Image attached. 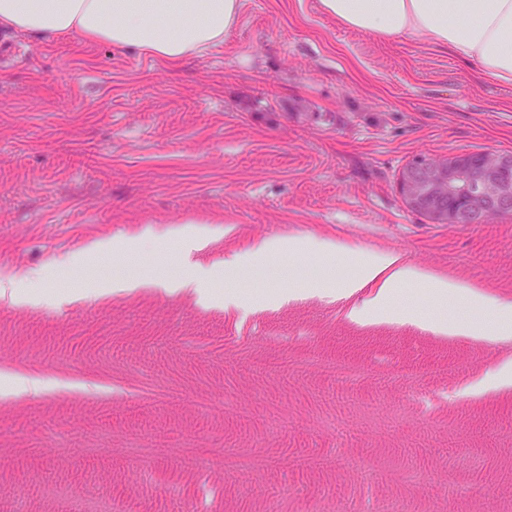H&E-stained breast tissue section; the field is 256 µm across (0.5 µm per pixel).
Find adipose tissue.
I'll return each mask as SVG.
<instances>
[{
  "label": "adipose tissue",
  "instance_id": "1",
  "mask_svg": "<svg viewBox=\"0 0 512 512\" xmlns=\"http://www.w3.org/2000/svg\"><path fill=\"white\" fill-rule=\"evenodd\" d=\"M323 11L342 25L376 38L405 37L448 49L488 80L512 84V0H320ZM239 0H0V28L46 40L76 36L116 48H135L165 63L223 43L237 19ZM310 252L349 261L343 276L321 274L314 288L335 289L349 297L363 289L371 294L348 313L352 321L400 323L438 334L473 336L494 343L512 337V301L493 300L475 285L422 270L397 251L364 252L341 242L309 237L272 236L256 241L241 255L207 273L184 271L159 280L148 273L115 277L98 284L108 297L140 288L190 290L203 282L233 277L242 270L261 271L274 254ZM426 285L437 299L462 302L467 313L447 319L424 316L398 306L405 285ZM491 313L494 326L478 325Z\"/></svg>",
  "mask_w": 512,
  "mask_h": 512
}]
</instances>
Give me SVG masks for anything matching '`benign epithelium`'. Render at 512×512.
Here are the masks:
<instances>
[{
  "label": "benign epithelium",
  "mask_w": 512,
  "mask_h": 512,
  "mask_svg": "<svg viewBox=\"0 0 512 512\" xmlns=\"http://www.w3.org/2000/svg\"><path fill=\"white\" fill-rule=\"evenodd\" d=\"M397 186L410 209L436 224H485L512 211V153L457 152L436 163H412L400 172ZM453 197L463 198V206L448 208Z\"/></svg>",
  "instance_id": "1"
}]
</instances>
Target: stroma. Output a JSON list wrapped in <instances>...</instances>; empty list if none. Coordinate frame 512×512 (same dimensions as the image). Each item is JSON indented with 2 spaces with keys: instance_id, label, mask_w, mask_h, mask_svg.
Here are the masks:
<instances>
[{
  "instance_id": "obj_1",
  "label": "stroma",
  "mask_w": 512,
  "mask_h": 512,
  "mask_svg": "<svg viewBox=\"0 0 512 512\" xmlns=\"http://www.w3.org/2000/svg\"><path fill=\"white\" fill-rule=\"evenodd\" d=\"M0 37L16 55L0 66V281L41 271L76 296L0 301V368L50 384L0 400V512H512V395L469 393L512 339L353 322L361 295L305 292L304 275L339 256L280 254L235 281L242 294L299 292L277 309L214 308L220 284L87 294L145 265L168 275L186 250L210 266L259 237L302 235L397 250L512 299V216L434 224L397 187L419 155L512 151V85L428 43L346 28L320 0H241L223 44L178 65L75 37ZM148 227L184 234L87 271L63 264L85 240ZM336 359L363 374L318 371ZM116 434L200 453L98 454ZM243 443L268 471L225 472V449ZM402 466L427 482L392 483Z\"/></svg>"
}]
</instances>
